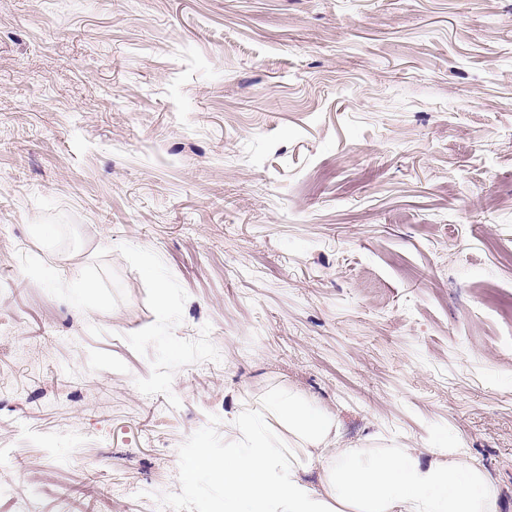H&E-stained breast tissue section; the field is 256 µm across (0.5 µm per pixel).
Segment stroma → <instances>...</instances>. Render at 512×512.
Returning <instances> with one entry per match:
<instances>
[{"instance_id":"obj_1","label":"stroma","mask_w":512,"mask_h":512,"mask_svg":"<svg viewBox=\"0 0 512 512\" xmlns=\"http://www.w3.org/2000/svg\"><path fill=\"white\" fill-rule=\"evenodd\" d=\"M288 386L512 512V0H0V512H224ZM38 273L52 278L55 288H60L62 291H69L72 288H75L76 284H79L80 288H82L81 291L84 294H89L91 293L92 288H96V284L93 281L85 279L81 275L76 274L72 279H69L64 275L54 276L53 270L50 268L41 269Z\"/></svg>"}]
</instances>
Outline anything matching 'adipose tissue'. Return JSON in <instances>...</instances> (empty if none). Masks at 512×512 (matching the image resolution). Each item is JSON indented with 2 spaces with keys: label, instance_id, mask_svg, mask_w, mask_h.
Segmentation results:
<instances>
[{
  "label": "adipose tissue",
  "instance_id": "1",
  "mask_svg": "<svg viewBox=\"0 0 512 512\" xmlns=\"http://www.w3.org/2000/svg\"><path fill=\"white\" fill-rule=\"evenodd\" d=\"M269 414L288 428V445L251 415L224 422L236 435L224 457L197 451L224 486L225 512H499L501 487L459 448L425 451L398 442L340 445L336 417L292 388L272 393ZM319 470L318 483L302 471Z\"/></svg>",
  "mask_w": 512,
  "mask_h": 512
}]
</instances>
